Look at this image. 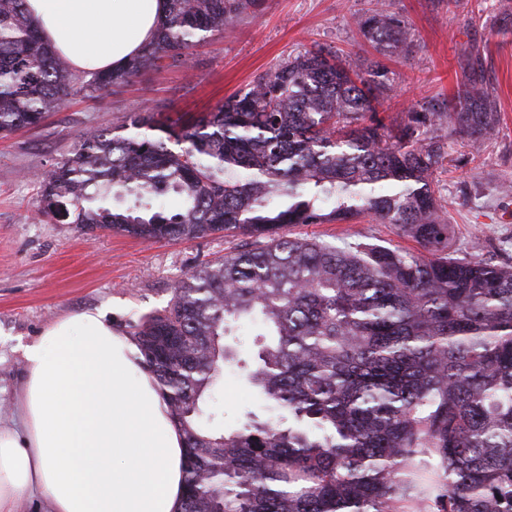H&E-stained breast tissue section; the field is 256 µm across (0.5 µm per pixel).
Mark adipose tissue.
Returning a JSON list of instances; mask_svg holds the SVG:
<instances>
[{
	"label": "adipose tissue",
	"mask_w": 512,
	"mask_h": 512,
	"mask_svg": "<svg viewBox=\"0 0 512 512\" xmlns=\"http://www.w3.org/2000/svg\"><path fill=\"white\" fill-rule=\"evenodd\" d=\"M52 51L91 75L126 64L164 0H25ZM19 425L0 423V512H180L183 438L152 373L102 313L58 320L24 351Z\"/></svg>",
	"instance_id": "1"
}]
</instances>
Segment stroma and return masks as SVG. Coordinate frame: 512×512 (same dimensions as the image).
I'll return each instance as SVG.
<instances>
[{
  "instance_id": "35a3bbf8",
  "label": "stroma",
  "mask_w": 512,
  "mask_h": 512,
  "mask_svg": "<svg viewBox=\"0 0 512 512\" xmlns=\"http://www.w3.org/2000/svg\"><path fill=\"white\" fill-rule=\"evenodd\" d=\"M410 24L409 55L389 60L395 92L380 106L387 121L453 95L463 80L466 56L485 59V81L500 114L497 134L481 145L451 134L435 170V189L453 228L451 245L466 253L482 239L483 259L512 262V0H392ZM377 0H262L242 16L232 34L216 32L187 62L134 79L117 93L90 100L71 95L35 127L0 136V418L11 416L20 393L26 346L67 314L100 309L122 322L166 307L174 283L200 263L223 258L240 243L221 234L203 239L144 242L74 224L36 220V176L94 127L121 124L149 105L164 115L204 112L256 76L290 57L327 46L354 69L375 59L356 19ZM289 235L339 243L376 237L413 248L387 224L360 218L347 224H299ZM216 418L239 426L246 412L266 406L239 365L224 366Z\"/></svg>"
}]
</instances>
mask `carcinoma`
Returning <instances> with one entry per match:
<instances>
[{"label": "carcinoma", "mask_w": 512, "mask_h": 512, "mask_svg": "<svg viewBox=\"0 0 512 512\" xmlns=\"http://www.w3.org/2000/svg\"><path fill=\"white\" fill-rule=\"evenodd\" d=\"M261 0H166L156 38L87 80L40 39L25 0H0V134L38 125L183 63ZM357 26L383 57L412 36L392 5ZM468 82L397 125L379 116L389 69L359 73L319 46L185 122L143 107L84 132L38 176L36 213L143 241L247 237L125 325L185 447L181 512H512V264L450 251L433 188L444 131L477 143L500 116L480 56ZM370 217L421 250L291 237ZM265 332L244 367L269 415L224 432L204 408L236 325Z\"/></svg>", "instance_id": "1"}]
</instances>
